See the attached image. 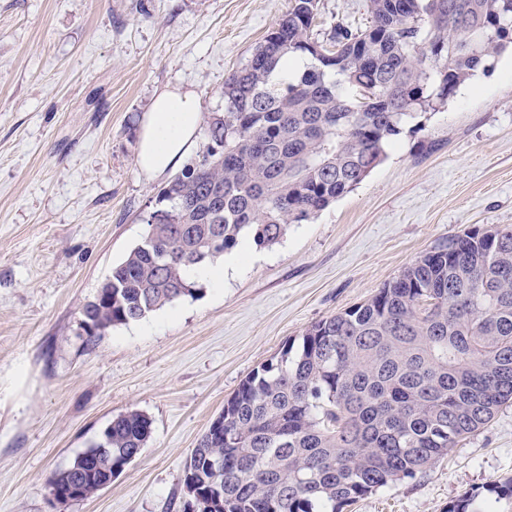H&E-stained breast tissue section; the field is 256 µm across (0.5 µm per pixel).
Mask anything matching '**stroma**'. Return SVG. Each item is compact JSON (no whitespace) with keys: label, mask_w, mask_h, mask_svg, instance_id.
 I'll return each instance as SVG.
<instances>
[{"label":"stroma","mask_w":512,"mask_h":512,"mask_svg":"<svg viewBox=\"0 0 512 512\" xmlns=\"http://www.w3.org/2000/svg\"><path fill=\"white\" fill-rule=\"evenodd\" d=\"M290 0H0V512H53L48 477L119 414L152 421L141 454L63 512H182L186 460L225 400L314 322L421 254L512 226V52L386 149L357 187L223 284L88 342L80 312L136 246L167 180L136 168L168 86L203 114ZM512 404L414 478L343 512H512Z\"/></svg>","instance_id":"stroma-1"}]
</instances>
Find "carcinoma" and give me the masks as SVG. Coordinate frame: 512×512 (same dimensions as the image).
<instances>
[{"mask_svg": "<svg viewBox=\"0 0 512 512\" xmlns=\"http://www.w3.org/2000/svg\"><path fill=\"white\" fill-rule=\"evenodd\" d=\"M320 0H291L242 68L203 149L157 195L147 232L87 302L88 341L198 293L187 271L243 236L278 242L350 193L386 145L512 46V0H369L371 25L315 32ZM512 403V226L428 251L365 302L306 329L225 400L183 486L222 512H341L413 478ZM49 487L87 499L145 448L130 410Z\"/></svg>", "mask_w": 512, "mask_h": 512, "instance_id": "obj_1", "label": "carcinoma"}]
</instances>
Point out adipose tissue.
I'll list each match as a JSON object with an SVG mask.
<instances>
[{
    "mask_svg": "<svg viewBox=\"0 0 512 512\" xmlns=\"http://www.w3.org/2000/svg\"><path fill=\"white\" fill-rule=\"evenodd\" d=\"M201 122L195 92L172 87L157 93L141 127L138 172L152 179L181 166L195 147Z\"/></svg>",
    "mask_w": 512,
    "mask_h": 512,
    "instance_id": "adipose-tissue-1",
    "label": "adipose tissue"
}]
</instances>
